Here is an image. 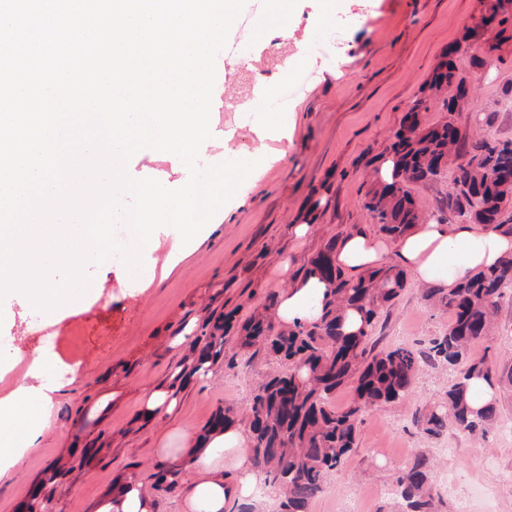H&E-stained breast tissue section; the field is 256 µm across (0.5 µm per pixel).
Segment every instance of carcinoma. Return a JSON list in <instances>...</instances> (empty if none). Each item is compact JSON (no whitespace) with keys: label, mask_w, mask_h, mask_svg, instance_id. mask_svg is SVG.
Returning <instances> with one entry per match:
<instances>
[{"label":"carcinoma","mask_w":512,"mask_h":512,"mask_svg":"<svg viewBox=\"0 0 512 512\" xmlns=\"http://www.w3.org/2000/svg\"><path fill=\"white\" fill-rule=\"evenodd\" d=\"M475 35L474 28L466 29L444 52L422 89L424 95L412 102L390 136L392 181L376 185L363 201L379 231L391 241L415 224L430 218L442 221L448 212L466 210L476 223L512 229V140L496 139L478 125L461 127L451 118L431 125L424 120L427 101L434 96L442 97L450 115L472 110L477 92L471 88L459 94L458 55L473 48ZM449 164L457 170L454 186L428 216L418 208L412 186L435 182ZM335 251L336 241L331 239L305 267V275L330 285L317 321L276 331L270 304L248 317L236 337L242 349L264 348L291 364L287 372L261 382L245 406L250 451L265 484L279 489L282 512H309L326 475L357 447L361 414L408 397L426 365L439 362L456 367L458 379L443 402L423 407L418 417L423 434L437 436L449 428L472 436L483 434L497 415L495 398L473 406L471 381L491 384L495 370L483 360H470L469 351L492 335L499 304L512 293V254L473 273L450 292L424 289V297L439 311L451 314L452 322L446 335L433 339L428 350L417 352L405 347L379 350L375 339L381 312L406 288L407 272L388 264L354 279L336 266ZM349 310L361 321L354 332L344 328ZM232 328L233 316L228 315L224 324L197 339L201 344L197 366L220 357ZM346 386L353 388L354 399L338 408L336 394ZM236 419L234 409L220 408L208 429ZM396 486L405 512H434L425 455L401 469Z\"/></svg>","instance_id":"1"}]
</instances>
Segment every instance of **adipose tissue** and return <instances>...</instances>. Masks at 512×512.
I'll return each instance as SVG.
<instances>
[{
    "label": "adipose tissue",
    "instance_id": "adipose-tissue-1",
    "mask_svg": "<svg viewBox=\"0 0 512 512\" xmlns=\"http://www.w3.org/2000/svg\"><path fill=\"white\" fill-rule=\"evenodd\" d=\"M512 254V232L493 224L415 225L403 238L389 241L363 229L344 235L336 244V263L357 277L370 270L396 264L423 284L447 290L457 287L473 271L494 266ZM326 291L314 277L294 280L278 298L276 320L281 326L314 321ZM56 365L53 357L39 353L30 361L26 382L0 394V478L8 474L26 449L35 447L43 434L47 410L62 389L49 380ZM249 431L231 424L207 436L184 435L182 448L161 449L173 473L192 469L196 477L184 487L182 512H227L231 502L253 497L264 477L247 448ZM234 469L227 480L225 469ZM96 512H154V501L136 477L117 481Z\"/></svg>",
    "mask_w": 512,
    "mask_h": 512
}]
</instances>
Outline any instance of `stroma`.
I'll return each mask as SVG.
<instances>
[{
	"label": "stroma",
	"instance_id": "obj_1",
	"mask_svg": "<svg viewBox=\"0 0 512 512\" xmlns=\"http://www.w3.org/2000/svg\"><path fill=\"white\" fill-rule=\"evenodd\" d=\"M481 10L482 0H294L288 33L245 43L230 33L240 48L217 57L211 119L234 130L228 149L271 162L245 205L227 202L226 221L150 287L129 285L124 264H89L90 287L54 317H30L16 297L0 303V366L7 370L0 390L23 381L37 333L47 328L62 338L60 360L75 369L39 444L0 480V512H24L35 495L44 512H96L113 484L130 475L157 512H180V487L157 478L165 467L160 449L180 447V433L200 435L218 408H243L255 385L285 365L256 347L228 350L209 375L180 381L175 374L192 352L176 338L198 336L224 314L242 321L268 305L288 286L276 270L280 256H291L290 273L299 275L330 239L371 226L362 202L388 154L390 133ZM281 43L287 52L269 59L267 48ZM248 68L257 72L259 98L284 79L315 71L288 111L271 114L287 125L286 139L237 127L234 87ZM463 73L477 89L483 128L512 139V112L503 108L512 101V52L484 67L464 64ZM128 167L173 189L189 178L173 155L135 156ZM308 223L312 235L296 240L291 225ZM380 322L383 347L423 350L446 333L450 318L422 299L413 280ZM497 324L496 336L475 344L471 356L500 370L512 367V303H502ZM455 378L443 365L424 367L408 398L367 412L357 448L327 475L310 512H342L354 503L360 512H398V500L382 489L421 453L431 462L438 512H512V438L501 433L512 423V387H498L499 412L484 442L452 430L427 437L414 422L424 405L445 399ZM159 384L174 388L175 410L138 420L142 399Z\"/></svg>",
	"mask_w": 512,
	"mask_h": 512
}]
</instances>
